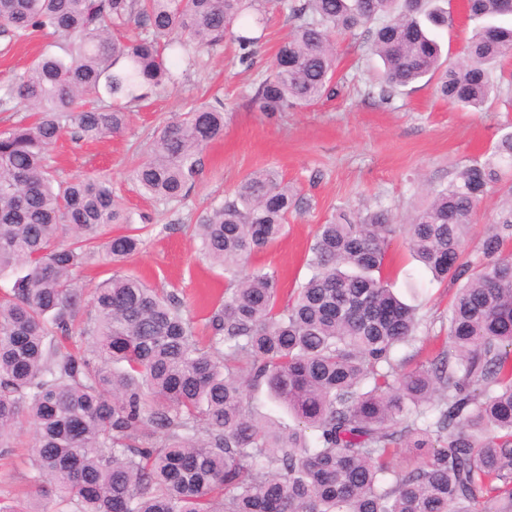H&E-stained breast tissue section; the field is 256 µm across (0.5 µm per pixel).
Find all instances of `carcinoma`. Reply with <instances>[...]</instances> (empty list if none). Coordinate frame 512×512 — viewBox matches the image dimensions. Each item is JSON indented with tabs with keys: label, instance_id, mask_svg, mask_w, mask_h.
<instances>
[{
	"label": "carcinoma",
	"instance_id": "cac0c4a2",
	"mask_svg": "<svg viewBox=\"0 0 512 512\" xmlns=\"http://www.w3.org/2000/svg\"><path fill=\"white\" fill-rule=\"evenodd\" d=\"M269 0H0V37L56 41L3 87L0 110L33 121L0 131V452L35 425L33 482L53 510L0 512H512V133L484 161L398 224L388 210L339 211L319 225L311 276L287 297L272 271L243 267L286 231L299 206L274 171L246 177L194 225L203 258L228 275L224 303L194 336L183 300L117 272L87 294L76 273L125 261L142 240L104 176L61 180L49 148L64 134L123 135L131 108L234 34L251 66ZM293 23L251 96L268 115L333 91L332 35L383 65L389 103L426 77L461 109L499 96L512 54L501 0H469L467 57L443 58L449 0H288ZM224 103L164 122L131 180L159 201L190 191ZM504 202L475 257L466 237L484 197ZM440 278L466 279L445 317L448 345L405 369L394 351L420 319L389 288L392 240ZM89 329L79 327L83 313ZM92 337L85 348L73 338ZM266 387L295 419L260 422L248 389ZM420 459L394 471L393 451Z\"/></svg>",
	"mask_w": 512,
	"mask_h": 512
}]
</instances>
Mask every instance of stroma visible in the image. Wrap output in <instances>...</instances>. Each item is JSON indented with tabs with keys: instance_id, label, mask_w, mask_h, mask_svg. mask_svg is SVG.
Wrapping results in <instances>:
<instances>
[{
	"instance_id": "35a3bbf8",
	"label": "stroma",
	"mask_w": 512,
	"mask_h": 512,
	"mask_svg": "<svg viewBox=\"0 0 512 512\" xmlns=\"http://www.w3.org/2000/svg\"><path fill=\"white\" fill-rule=\"evenodd\" d=\"M290 28L287 10L273 6L267 26L254 31L259 42L251 67L240 65L235 44L225 42L202 67L181 72L177 84L134 108L125 135L80 147L64 139L49 150L59 178L109 175L113 192L132 217L149 216L140 252L118 270L183 297L200 336L210 333L207 317L223 300L226 283L223 271L202 258L193 226L205 208L232 194L246 176L277 170L300 200L286 234L254 259L255 265L277 271L287 294L306 281L305 260L315 231L337 209L381 205L394 218L405 219L459 168L488 157L500 138L512 132V57L498 68L506 84L486 110H460L423 84L385 104L364 94L377 81L378 58L340 35L335 38L333 94L266 116L250 104L249 96ZM47 42L37 35L8 50L0 47V86L27 69ZM215 96L224 101V133L203 151L189 195L168 203L143 196L129 173L143 159L157 126L191 102ZM388 273L392 290L415 301L423 319L415 341L397 348L395 356L426 360L447 340L442 318L455 286L434 279L399 242L391 247ZM16 433V448L0 457V499L30 504L37 500L30 460L34 427L25 422Z\"/></svg>"
}]
</instances>
